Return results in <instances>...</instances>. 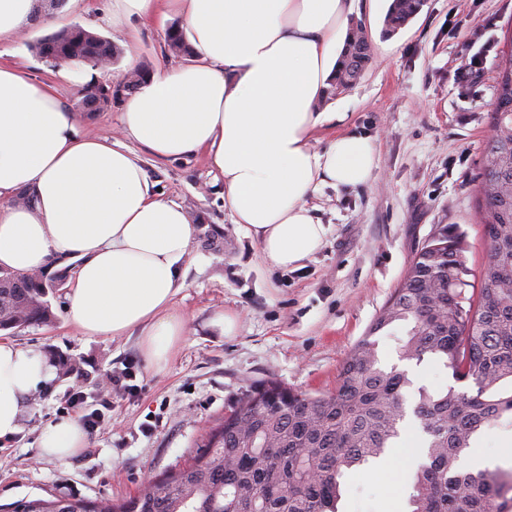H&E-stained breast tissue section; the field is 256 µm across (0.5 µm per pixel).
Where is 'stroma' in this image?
<instances>
[{
  "mask_svg": "<svg viewBox=\"0 0 512 512\" xmlns=\"http://www.w3.org/2000/svg\"><path fill=\"white\" fill-rule=\"evenodd\" d=\"M388 0H356L351 22L362 23L373 61L346 90L327 95L322 112L342 121L317 128L316 149L336 136H369L375 146L373 181L354 188L322 187L307 200L328 228L324 245L296 267L279 269L263 257L253 236L232 223L224 208V178L207 153L175 160L146 157L148 177L164 198L180 204L194 227L183 264L184 286L172 309L186 322L163 370L150 368L138 336H87L67 318V290L47 297L50 323L6 331L14 342L68 361L75 376L55 375L31 395L20 429L0 442V512L26 496L122 500L147 480L182 468L210 429L248 391L274 379L310 394L335 390L341 364L389 300L415 252L444 224L466 236L468 265L485 258L474 179L492 129L498 64L512 42V0H424L419 13L388 32ZM111 0H63L53 23L34 20L16 38L0 43V64L55 89L69 108L77 87L62 82L53 63L32 45L60 29L80 26L121 48L95 80L145 68L178 67L188 58L169 51L166 31L138 19L110 22ZM223 313L237 319L235 335L214 326ZM393 335H378L385 367L406 371L415 389L440 390L453 379L441 366L398 356ZM130 370L129 379L99 392L102 377ZM82 381L91 408L102 409L105 427L89 434L85 448L60 462L38 456L45 426L72 417L69 392ZM108 408H101V396ZM423 439L414 416L383 463L348 482L341 512H408L410 460ZM488 468H512V418L486 432L471 450Z\"/></svg>",
  "mask_w": 512,
  "mask_h": 512,
  "instance_id": "obj_1",
  "label": "stroma"
}]
</instances>
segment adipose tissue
Wrapping results in <instances>:
<instances>
[{"label": "adipose tissue", "instance_id": "1", "mask_svg": "<svg viewBox=\"0 0 512 512\" xmlns=\"http://www.w3.org/2000/svg\"><path fill=\"white\" fill-rule=\"evenodd\" d=\"M351 0H112L116 19L179 18L195 60L157 68L126 101L123 139L87 136V115L13 67L0 66V266L23 271L74 265L68 319L88 336L139 332L162 369L185 332L171 309L194 228L150 182L137 148L177 159L208 150L224 177V207L277 268L319 250L328 228L306 204L319 187L370 183L372 140L311 136L336 120L317 105L330 86ZM40 0H0V42L42 15ZM25 190L33 205L17 203ZM47 355L0 340V439L19 430L31 393L53 379ZM87 443L81 424L59 420L40 455L65 460Z\"/></svg>", "mask_w": 512, "mask_h": 512}]
</instances>
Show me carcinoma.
Returning a JSON list of instances; mask_svg holds the SVG:
<instances>
[{
  "label": "carcinoma",
  "instance_id": "obj_1",
  "mask_svg": "<svg viewBox=\"0 0 512 512\" xmlns=\"http://www.w3.org/2000/svg\"><path fill=\"white\" fill-rule=\"evenodd\" d=\"M423 0H391L386 27L414 17ZM167 43L190 54L183 30L172 25ZM36 52L53 63L110 65L120 54L107 38L79 26L40 39ZM372 58L362 24L351 25L332 91L350 87ZM494 133L479 174L478 209L486 259L477 293L461 233L440 226L410 261L394 295L342 362L336 390L319 395L276 383L247 395L224 417L204 448L182 469L147 482L119 504L69 497H26L12 512H235L252 498L259 512H339L347 478L366 472L402 435L404 371L382 368L373 336L399 324V357L430 360L456 383L417 388L413 413L426 436L424 460L409 476L410 512H512V475L467 471L465 453L504 415L512 414V53L499 65L493 102ZM68 269L29 273L0 268V330L46 323L49 292Z\"/></svg>",
  "mask_w": 512,
  "mask_h": 512
}]
</instances>
